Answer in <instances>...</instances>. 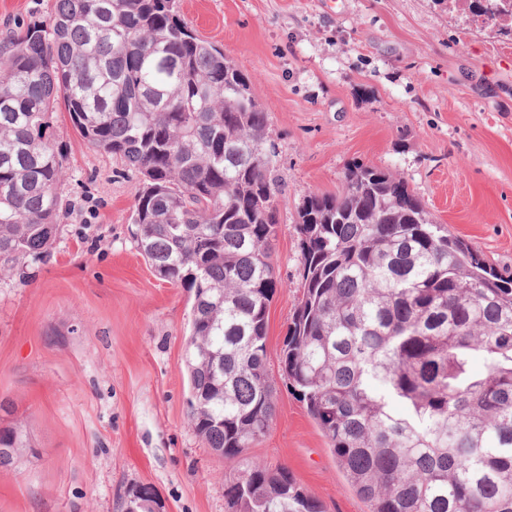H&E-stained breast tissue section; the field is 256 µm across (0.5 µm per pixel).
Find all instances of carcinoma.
<instances>
[{"mask_svg": "<svg viewBox=\"0 0 512 512\" xmlns=\"http://www.w3.org/2000/svg\"><path fill=\"white\" fill-rule=\"evenodd\" d=\"M484 21L512 35V0ZM64 105L140 175L132 224L193 292L187 419L221 451L228 512H324L287 467L246 462L272 422L271 242L283 192L269 109L177 0H54L0 43V276L56 242ZM303 296L280 354L368 512H512V276L435 223L403 177L353 161L296 212ZM483 372L472 370L474 361ZM26 450L0 428V468Z\"/></svg>", "mask_w": 512, "mask_h": 512, "instance_id": "obj_1", "label": "carcinoma"}]
</instances>
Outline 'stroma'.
I'll list each match as a JSON object with an SVG mask.
<instances>
[{"instance_id":"stroma-1","label":"stroma","mask_w":512,"mask_h":512,"mask_svg":"<svg viewBox=\"0 0 512 512\" xmlns=\"http://www.w3.org/2000/svg\"><path fill=\"white\" fill-rule=\"evenodd\" d=\"M52 0H0V38ZM270 112L284 192L268 309V433L247 461L285 466L326 512H367L279 354L302 296L296 211L360 160L400 174L435 221L512 275V39L447 0H179ZM63 232L32 277L0 279V426L33 448L0 470V512H118L152 486L162 512H227L224 462L187 420L191 293L136 248L139 176L90 148L65 110Z\"/></svg>"}]
</instances>
